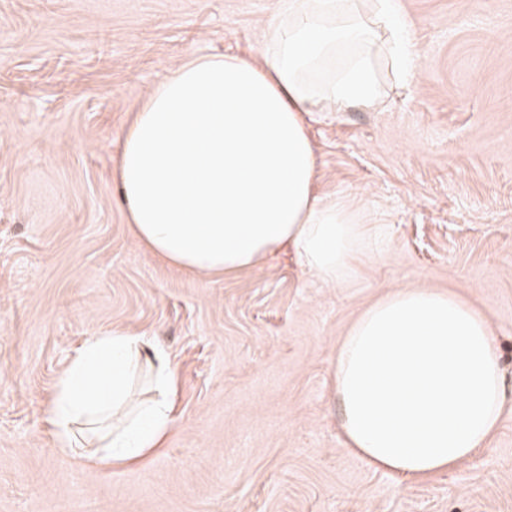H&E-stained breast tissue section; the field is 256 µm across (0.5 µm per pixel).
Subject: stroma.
<instances>
[{"instance_id": "stroma-1", "label": "stroma", "mask_w": 512, "mask_h": 512, "mask_svg": "<svg viewBox=\"0 0 512 512\" xmlns=\"http://www.w3.org/2000/svg\"><path fill=\"white\" fill-rule=\"evenodd\" d=\"M397 5L413 76L310 122L325 190L381 233L326 288L288 253L186 274L112 190L148 90L191 55L260 56L275 0H0V512H512V0ZM410 284L486 315L505 393L485 447L419 479L344 447L333 385L352 320ZM119 329L167 348L177 421L101 472L45 412L74 351Z\"/></svg>"}]
</instances>
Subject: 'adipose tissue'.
<instances>
[{"label": "adipose tissue", "instance_id": "ef3b65f1", "mask_svg": "<svg viewBox=\"0 0 512 512\" xmlns=\"http://www.w3.org/2000/svg\"><path fill=\"white\" fill-rule=\"evenodd\" d=\"M261 58L193 55L147 93L113 185L138 246L195 276H225L292 253L323 286L359 273L374 249L354 203L316 192L308 118L380 109L378 55L409 71L394 0H277ZM345 445L409 477L454 468L503 412L487 318L453 291L392 288L351 323L334 364ZM175 373L153 338L91 337L60 377L47 422L61 448L96 431L100 466H129L174 424Z\"/></svg>", "mask_w": 512, "mask_h": 512}]
</instances>
